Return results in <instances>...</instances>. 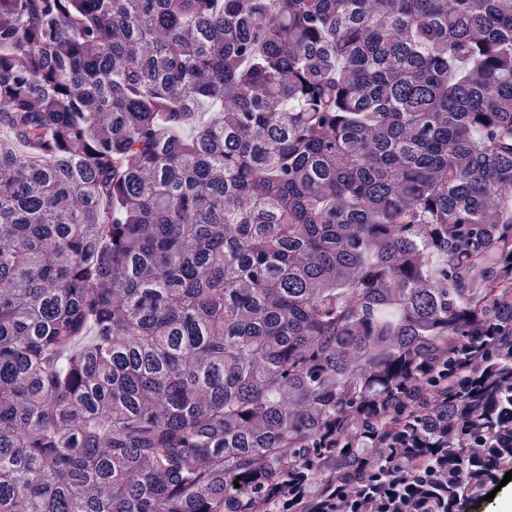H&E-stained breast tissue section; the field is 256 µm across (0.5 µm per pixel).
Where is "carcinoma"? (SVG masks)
Instances as JSON below:
<instances>
[{"label":"carcinoma","instance_id":"obj_1","mask_svg":"<svg viewBox=\"0 0 512 512\" xmlns=\"http://www.w3.org/2000/svg\"><path fill=\"white\" fill-rule=\"evenodd\" d=\"M503 466L512 0H0V512Z\"/></svg>","mask_w":512,"mask_h":512}]
</instances>
